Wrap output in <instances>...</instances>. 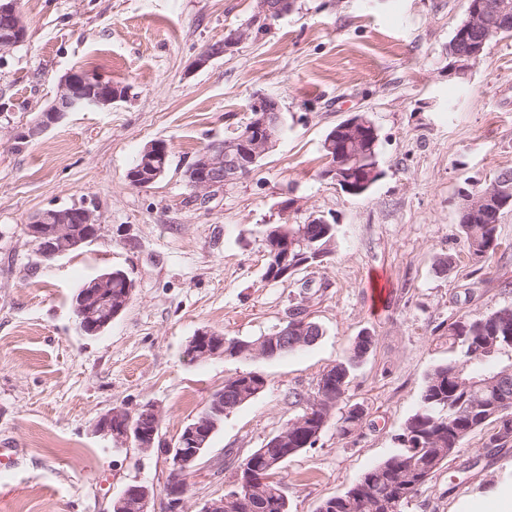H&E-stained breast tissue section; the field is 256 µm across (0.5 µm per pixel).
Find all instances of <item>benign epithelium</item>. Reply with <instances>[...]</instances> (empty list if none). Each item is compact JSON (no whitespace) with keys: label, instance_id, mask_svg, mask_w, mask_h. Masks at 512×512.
<instances>
[{"label":"benign epithelium","instance_id":"1","mask_svg":"<svg viewBox=\"0 0 512 512\" xmlns=\"http://www.w3.org/2000/svg\"><path fill=\"white\" fill-rule=\"evenodd\" d=\"M291 10L288 0H257L256 11L252 22L267 25ZM512 17V3L509 0H469L467 20L456 31V40L468 44L465 51L459 52L456 47L448 49V57L452 59L454 71L463 74L469 71L479 60L484 43L493 33L489 26L492 18L508 19ZM27 37V27L17 7V0H0V52H6L23 43ZM247 37L243 29H230L224 32V40L208 46L197 58L199 67L205 66L211 59L234 51ZM118 100L112 93V84L85 71H71L63 76L55 98L42 111L36 123L31 125L27 137H32L57 122L64 113L73 112L85 107H104ZM250 120L243 131L225 141H216L201 153L186 173L187 184L194 194L202 197L226 183L245 178L252 173V167L258 159L269 152L278 139L282 115L276 99L267 96L255 98L250 106ZM370 125L363 114L349 117L337 125L329 135L326 146L336 151V155L328 156L329 164L323 177L332 179L345 191L352 192L353 176H358L362 190H367L378 168L358 170L363 163L367 144L361 132ZM169 146L164 141H154L147 145L140 154L139 170L148 177V183H154L164 173V164L160 159L168 153ZM512 201V184L495 179L483 190L461 194L459 207L477 213L494 206ZM33 225L31 233L37 237V254L44 261H51L68 254L80 246V242L71 239L68 225L89 224L94 232L101 228V218L96 209L86 205L52 209L47 213L40 212L30 221ZM42 224H53V238L45 239L37 232ZM279 245L268 254L274 270L278 271L277 279L282 280L299 271L300 266L288 263L290 254L295 247L293 237L277 235ZM215 338L224 339L209 329L196 333L194 345L197 346V361L208 362L224 357L222 350L208 349L207 343ZM149 421L150 429H134L132 418ZM162 423L160 409L151 404L141 406L129 414L122 408L114 409L100 417L95 430L106 438L113 439L117 447L135 444L143 454L154 450L155 438L159 436ZM218 422L207 410L192 423L188 424L177 441L160 449L169 465V475L164 484L167 512H189L187 507L188 489L185 483L187 476L194 470L203 446L201 436L211 437ZM288 445V428H283L271 437L266 448L248 459L249 465L245 477L234 484V497L260 494L270 485L281 480L284 457L274 449ZM154 491L142 484H130L112 501L113 512H150Z\"/></svg>","mask_w":512,"mask_h":512}]
</instances>
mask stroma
<instances>
[{"mask_svg":"<svg viewBox=\"0 0 512 512\" xmlns=\"http://www.w3.org/2000/svg\"><path fill=\"white\" fill-rule=\"evenodd\" d=\"M24 43L0 54V512H108L130 484L153 487L165 512L164 457L115 449L94 427L112 408L162 412L174 442L214 391L238 373L265 387L225 416L188 479L189 512L233 486L243 459L299 411L323 371L357 337L373 338L349 401L365 416L347 437L328 426L283 469L290 512H316L394 454L427 373L448 358V326L512 303V210L490 263L476 267L458 227L472 182L512 170V36L491 41L463 76L448 42L467 0H295L264 28L256 0H19ZM247 39L199 68L229 29ZM97 73L124 95L82 108L19 145L71 71ZM259 96L278 100L282 132L252 174L195 201L185 172L209 144L250 118ZM379 133V179L351 196L321 176L326 135L352 115ZM171 151L146 187L128 169L151 142ZM87 203L102 230L83 248L44 261L25 226L48 208ZM336 227L332 252L286 279L264 277V231L313 217ZM453 256L454 268L435 272ZM135 283L103 334L77 330L73 296L98 274ZM307 301L323 331L311 346L259 360L189 362L203 328L242 339L274 330ZM490 428L403 512H462L512 476V450L485 455Z\"/></svg>","mask_w":512,"mask_h":512,"instance_id":"35a3bbf8","label":"stroma"}]
</instances>
